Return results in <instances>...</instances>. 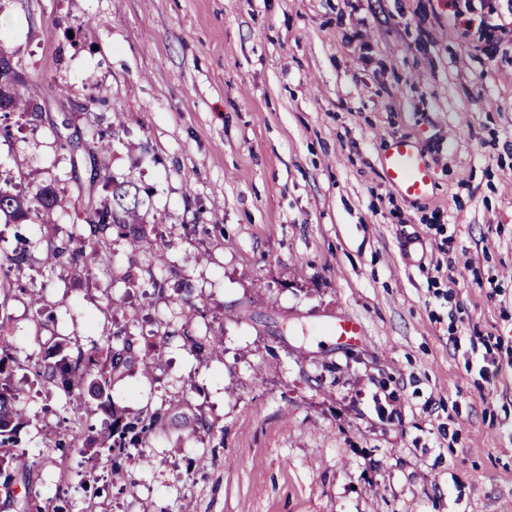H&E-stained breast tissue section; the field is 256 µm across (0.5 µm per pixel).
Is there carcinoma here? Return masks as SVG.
I'll return each mask as SVG.
<instances>
[{
  "instance_id": "cac0c4a2",
  "label": "carcinoma",
  "mask_w": 512,
  "mask_h": 512,
  "mask_svg": "<svg viewBox=\"0 0 512 512\" xmlns=\"http://www.w3.org/2000/svg\"><path fill=\"white\" fill-rule=\"evenodd\" d=\"M6 103L10 112L37 117L41 108L35 102L33 89L21 83L9 93L0 91V104ZM143 200L140 198L139 188L131 181L112 182V204L100 208H90L78 224V237L81 247L71 251L66 245H56L52 248V258L59 273L85 272L101 274L107 281L113 283L120 279L124 282L131 279L126 273L120 277L112 273L110 261L112 241L107 230L112 228L126 229L143 223L144 214L141 213ZM60 207V199L51 186L46 185L32 196L13 185L0 186V214L10 219H22L33 223L48 224ZM22 256L18 253L0 261V287L3 288V297H8L9 274L12 267L20 264ZM44 304H38L31 322L30 339L36 346H41L42 330L45 328ZM102 335L106 337L107 351L104 366H99L96 351L85 352L78 350L75 358L63 364L53 365L45 362L44 358L27 360L28 365L34 369L37 376L43 381L56 387L64 396V407L77 408L84 403L85 379L95 375V395L109 396L113 377L116 371L126 364L130 353V344L125 342L120 347L112 346V336L120 335L118 331L105 327ZM14 337L7 328V317L0 318V471L13 469L23 475H28L31 464L26 454L16 450L15 434L20 424L21 413L17 408L18 397L8 383L5 375L7 362L14 360ZM163 419V410L156 408L144 413L135 421L124 425H115L109 428L103 436L100 447L108 450L111 457V471L118 470L117 458L126 452L127 448L136 446L152 434Z\"/></svg>"
}]
</instances>
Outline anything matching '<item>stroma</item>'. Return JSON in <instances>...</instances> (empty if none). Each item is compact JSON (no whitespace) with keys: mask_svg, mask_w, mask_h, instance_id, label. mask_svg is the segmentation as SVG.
Returning a JSON list of instances; mask_svg holds the SVG:
<instances>
[{"mask_svg":"<svg viewBox=\"0 0 512 512\" xmlns=\"http://www.w3.org/2000/svg\"><path fill=\"white\" fill-rule=\"evenodd\" d=\"M0 43L42 110L0 117V183L61 200L52 224L0 215V254H27L5 313L32 463L30 484L0 475V512H512L506 0H0ZM93 126L112 141L95 178L60 148ZM405 135L434 171L425 201L381 168ZM115 179L152 241L113 237L131 283L48 275L47 243L79 249ZM39 299L51 361L102 343L91 316L124 330L110 404L64 408L22 367ZM347 317L360 345L327 334ZM391 393L388 421L373 398ZM157 407L112 473L90 440ZM69 466L97 478L61 486Z\"/></svg>","mask_w":512,"mask_h":512,"instance_id":"1","label":"stroma"}]
</instances>
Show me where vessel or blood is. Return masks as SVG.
<instances>
[{
  "label": "vessel or blood",
  "mask_w": 512,
  "mask_h": 512,
  "mask_svg": "<svg viewBox=\"0 0 512 512\" xmlns=\"http://www.w3.org/2000/svg\"><path fill=\"white\" fill-rule=\"evenodd\" d=\"M387 182L397 191L416 200L430 199L435 183L429 161L416 140L403 137L392 142L383 162ZM338 343L351 345L361 340L364 329L360 321L346 318L332 329Z\"/></svg>",
  "instance_id": "obj_1"
}]
</instances>
